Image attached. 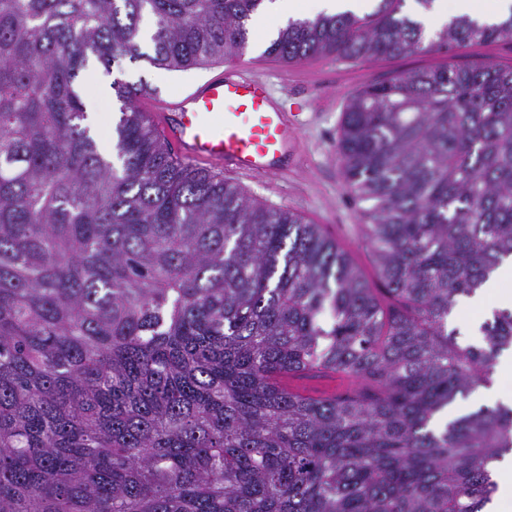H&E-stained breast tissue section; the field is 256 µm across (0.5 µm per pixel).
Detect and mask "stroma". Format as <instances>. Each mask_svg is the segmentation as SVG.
<instances>
[{"mask_svg": "<svg viewBox=\"0 0 512 512\" xmlns=\"http://www.w3.org/2000/svg\"><path fill=\"white\" fill-rule=\"evenodd\" d=\"M243 58L268 75L275 99L298 113L302 160L286 176L242 178L239 186L263 204L291 210L320 225L350 254L375 288L379 282L361 221L366 204L355 199L346 186L336 151L342 114L350 96L368 83L390 79L408 69L481 63L510 67L512 46L474 45L447 52L429 48L376 61L315 57L289 66L267 56L264 45L252 40Z\"/></svg>", "mask_w": 512, "mask_h": 512, "instance_id": "obj_1", "label": "stroma"}]
</instances>
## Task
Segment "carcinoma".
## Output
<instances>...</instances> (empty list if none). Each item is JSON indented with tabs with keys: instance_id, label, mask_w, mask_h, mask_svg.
Wrapping results in <instances>:
<instances>
[{
	"instance_id": "obj_1",
	"label": "carcinoma",
	"mask_w": 512,
	"mask_h": 512,
	"mask_svg": "<svg viewBox=\"0 0 512 512\" xmlns=\"http://www.w3.org/2000/svg\"><path fill=\"white\" fill-rule=\"evenodd\" d=\"M262 0H0V512H483L512 408V311L448 330L512 258V67L409 70L349 99L337 154L381 288L321 227L178 161L132 94L107 154L81 74L245 47ZM406 0L293 20L265 53L424 49ZM512 44L457 17L441 49ZM351 375L324 398L284 373ZM466 302L467 297L460 298L456 307L453 309L450 317L448 318V327L449 329L456 328L458 330V342L462 346L473 343L481 337L480 335H473L466 324L477 323L480 329L481 325H483L486 321L492 320L493 315L484 316L481 310L469 308L466 305ZM493 387H497V388L503 387L505 389L511 388L510 381L504 382L501 380L499 373H498V366H496V368H495L493 383L490 387H488V388L480 387V388L472 391L467 397L458 398L453 404L448 406V414L452 416V419H454L458 416L473 412L482 407L495 408L497 405H499L501 403L511 406L512 405L511 394L507 397H504L499 393L498 389L488 392L486 395H487V399H489L490 401H492V402L500 401L501 403L492 404V403L485 401L481 397L482 392L485 389H490Z\"/></svg>"
}]
</instances>
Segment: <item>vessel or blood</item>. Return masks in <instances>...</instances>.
Instances as JSON below:
<instances>
[{"instance_id":"obj_1","label":"vessel or blood","mask_w":512,"mask_h":512,"mask_svg":"<svg viewBox=\"0 0 512 512\" xmlns=\"http://www.w3.org/2000/svg\"><path fill=\"white\" fill-rule=\"evenodd\" d=\"M135 102L177 158L214 174L278 175L298 152L297 121L244 62L224 66L189 93L161 100L143 90Z\"/></svg>"}]
</instances>
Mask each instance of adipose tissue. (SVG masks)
<instances>
[{
    "label": "adipose tissue",
    "mask_w": 512,
    "mask_h": 512,
    "mask_svg": "<svg viewBox=\"0 0 512 512\" xmlns=\"http://www.w3.org/2000/svg\"><path fill=\"white\" fill-rule=\"evenodd\" d=\"M431 17L434 24L447 25L449 18L467 16L487 23H497L512 15V0H436ZM373 0H262L251 24L257 40L274 36L279 26L303 16L333 15L351 11L363 14ZM469 306L485 311L512 310V259L506 260L496 276L469 298Z\"/></svg>",
    "instance_id": "adipose-tissue-1"
}]
</instances>
